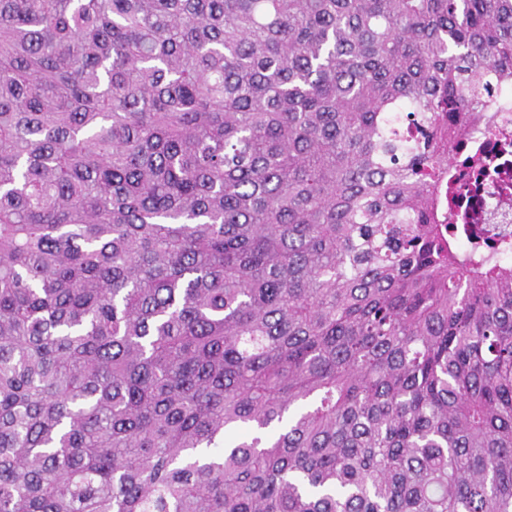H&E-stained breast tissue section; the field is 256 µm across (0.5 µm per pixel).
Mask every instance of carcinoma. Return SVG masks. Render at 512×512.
<instances>
[{"mask_svg":"<svg viewBox=\"0 0 512 512\" xmlns=\"http://www.w3.org/2000/svg\"><path fill=\"white\" fill-rule=\"evenodd\" d=\"M491 75L512 0H0V512H512ZM487 102L490 111L496 113L499 134L487 133L483 125L472 127L449 170L457 177L462 210L479 224H494L510 234L512 202L506 191L512 183V82L493 85ZM478 155L488 156L493 169L476 163Z\"/></svg>","mask_w":512,"mask_h":512,"instance_id":"carcinoma-1","label":"carcinoma"}]
</instances>
